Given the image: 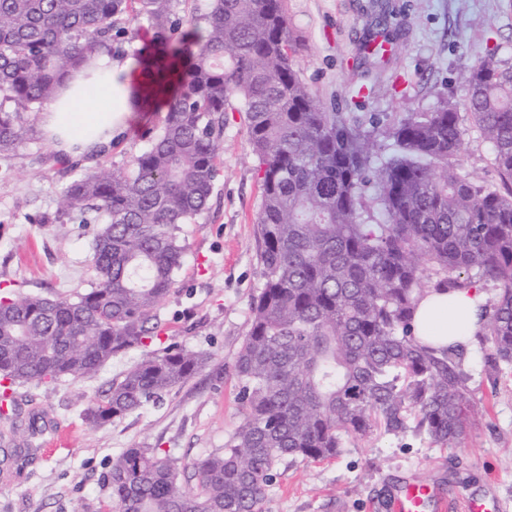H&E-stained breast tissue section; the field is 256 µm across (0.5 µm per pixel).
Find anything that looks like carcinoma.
I'll return each mask as SVG.
<instances>
[{"label":"carcinoma","instance_id":"1","mask_svg":"<svg viewBox=\"0 0 512 512\" xmlns=\"http://www.w3.org/2000/svg\"><path fill=\"white\" fill-rule=\"evenodd\" d=\"M184 0H0V156L30 116L94 54L153 31L140 66L148 102L165 113L147 147L120 169L101 157L57 195L54 224L75 212L100 225L84 292L0 293V405L24 383L95 374L143 349L84 409L93 426L157 403L212 356L150 349L153 311L172 293L184 245L177 232L213 193L224 113H246L261 202L254 233L263 282L234 358L242 420L224 451L178 482L162 448H127L104 477L113 512H260L283 463L335 458L347 436L376 431L460 442L473 422L466 346L416 336L432 292L497 285L475 333L493 369L512 363V67L478 61L468 104L493 145L507 192L459 171L458 112H410L379 144L344 112H327L293 64L286 0H210L200 18ZM375 191L383 219L365 217Z\"/></svg>","mask_w":512,"mask_h":512}]
</instances>
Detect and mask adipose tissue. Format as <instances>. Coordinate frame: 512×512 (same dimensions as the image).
Masks as SVG:
<instances>
[{
	"label": "adipose tissue",
	"instance_id": "adipose-tissue-1",
	"mask_svg": "<svg viewBox=\"0 0 512 512\" xmlns=\"http://www.w3.org/2000/svg\"><path fill=\"white\" fill-rule=\"evenodd\" d=\"M92 68L93 78L75 80L44 109V120L57 136L58 151L74 157L111 149L122 139L143 85L133 57L98 54ZM484 303L475 287L430 294L415 312L416 331L434 337L439 346L466 342L479 327Z\"/></svg>",
	"mask_w": 512,
	"mask_h": 512
}]
</instances>
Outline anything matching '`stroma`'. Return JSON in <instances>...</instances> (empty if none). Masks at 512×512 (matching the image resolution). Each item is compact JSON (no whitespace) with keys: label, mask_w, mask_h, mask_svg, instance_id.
<instances>
[{"label":"stroma","mask_w":512,"mask_h":512,"mask_svg":"<svg viewBox=\"0 0 512 512\" xmlns=\"http://www.w3.org/2000/svg\"><path fill=\"white\" fill-rule=\"evenodd\" d=\"M287 10L295 64L321 107L383 128L448 102L460 116L461 172L499 184L492 146L468 110L465 76L491 54L512 66V0H287ZM381 12L392 45L379 60L366 57L363 45ZM162 119L159 112L131 113L108 164L125 166ZM31 125L14 154L0 158V289L81 291L92 279L96 226L75 217L35 223L55 211L70 176L49 161L57 150L41 114ZM259 202L244 115L225 113L214 193L195 223L182 225L186 250L176 285L155 311L162 344L209 352L211 361L160 404L101 426L86 423L83 410L141 360V350L112 358L90 378L21 386L18 418H0V447L16 451L0 465V512H104L103 477L126 448L169 450L180 482L194 485L193 462L222 450L241 421L232 364L262 283L254 238ZM465 370L475 421L464 440L438 448L411 434L346 438L336 459L281 467L261 512H386L409 478L435 486L442 512H458L471 497L512 500V364L489 369L474 338ZM33 419L45 427L35 437L28 433Z\"/></svg>","instance_id":"35a3bbf8"}]
</instances>
